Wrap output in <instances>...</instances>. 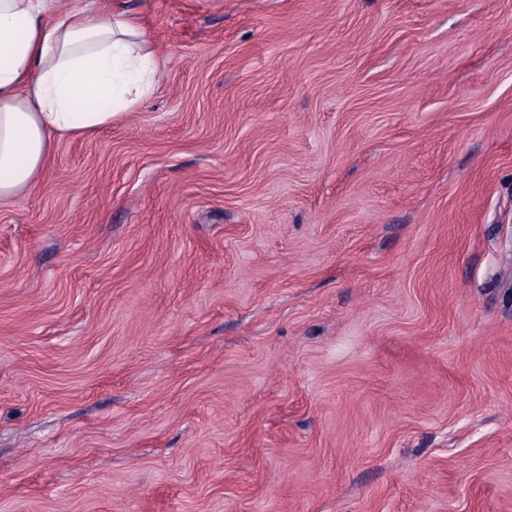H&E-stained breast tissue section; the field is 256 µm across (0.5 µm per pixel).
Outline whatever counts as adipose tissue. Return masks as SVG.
Instances as JSON below:
<instances>
[{
  "mask_svg": "<svg viewBox=\"0 0 512 512\" xmlns=\"http://www.w3.org/2000/svg\"><path fill=\"white\" fill-rule=\"evenodd\" d=\"M158 78L146 34L124 9L0 0V202L36 186L57 137L110 126Z\"/></svg>",
  "mask_w": 512,
  "mask_h": 512,
  "instance_id": "obj_1",
  "label": "adipose tissue"
}]
</instances>
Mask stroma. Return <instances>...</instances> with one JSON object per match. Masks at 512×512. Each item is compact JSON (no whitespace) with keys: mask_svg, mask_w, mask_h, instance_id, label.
<instances>
[{"mask_svg":"<svg viewBox=\"0 0 512 512\" xmlns=\"http://www.w3.org/2000/svg\"><path fill=\"white\" fill-rule=\"evenodd\" d=\"M152 96L0 203V512H512V0H122Z\"/></svg>","mask_w":512,"mask_h":512,"instance_id":"1","label":"stroma"}]
</instances>
